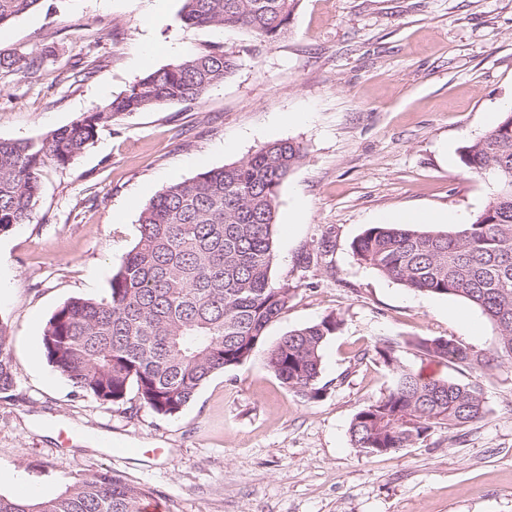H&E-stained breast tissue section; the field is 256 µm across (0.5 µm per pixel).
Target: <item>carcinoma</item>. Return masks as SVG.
Listing matches in <instances>:
<instances>
[{
    "label": "carcinoma",
    "instance_id": "obj_1",
    "mask_svg": "<svg viewBox=\"0 0 512 512\" xmlns=\"http://www.w3.org/2000/svg\"><path fill=\"white\" fill-rule=\"evenodd\" d=\"M40 0H0V27ZM193 26L241 28L268 44L288 33L299 0H181ZM0 68L34 76V58H0ZM220 45L193 51L148 71L94 112L36 140L0 139V234L33 221L39 175L49 163L77 160L99 127L135 112L195 100L234 70ZM472 173L496 192L460 229L434 233L413 224H374L352 242L357 260L402 286L431 296H455L477 307L498 332L494 351L476 352L444 337H415L423 355L457 368L488 369L512 360V113L460 150ZM303 158L299 144L268 143L247 158L165 186L139 215L135 245L100 299L73 297L47 321L42 345L48 364L104 406L135 393L142 408L178 416L216 372L260 351L265 330L287 309L290 288L273 283L279 190ZM342 322L334 315L289 331L265 352L268 368L303 399L320 398L321 350ZM8 323L0 318V395L15 396L17 374L5 353ZM396 373L393 387L351 421L353 447L365 456L414 448L435 430L479 421L485 398L479 381L428 380L402 365L393 343L374 345ZM158 490L126 482L109 470L64 483L53 497L0 494V512H143Z\"/></svg>",
    "mask_w": 512,
    "mask_h": 512
}]
</instances>
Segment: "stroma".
Listing matches in <instances>:
<instances>
[{"mask_svg": "<svg viewBox=\"0 0 512 512\" xmlns=\"http://www.w3.org/2000/svg\"><path fill=\"white\" fill-rule=\"evenodd\" d=\"M181 0L150 19L145 0H41L0 27V54L41 58L38 80L0 71V139H36L124 92L173 50L224 46L237 67L203 97L99 128L71 165L45 166L31 223L0 234V318L23 400L0 399V493L40 496L109 470L159 490V512H512V362L474 373L409 338L493 349L495 327L461 299L404 288L351 243L382 213L474 216L495 187L459 150L512 103V0H300L272 45L243 29L186 24ZM95 64L91 78L75 64ZM305 157L281 187L272 277L287 311L265 337L327 315L324 395L306 401L263 353L215 373L174 418L103 406L47 363L42 330L72 297L98 299L137 237L142 207L169 183L280 140ZM398 342L414 372L479 379L484 417L420 447L360 455L349 426L392 386L372 350ZM111 438L112 449L86 445ZM132 453L118 452V445Z\"/></svg>", "mask_w": 512, "mask_h": 512, "instance_id": "1", "label": "stroma"}]
</instances>
